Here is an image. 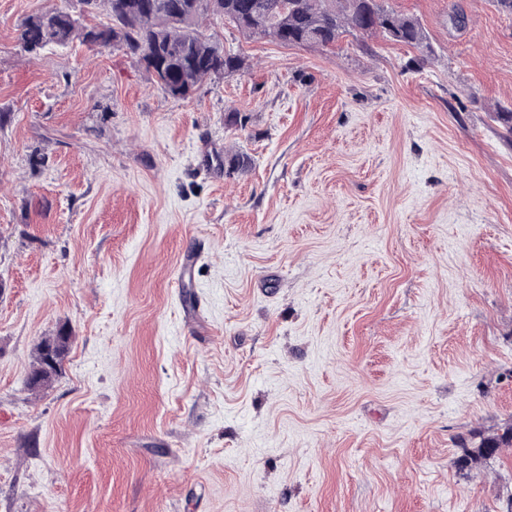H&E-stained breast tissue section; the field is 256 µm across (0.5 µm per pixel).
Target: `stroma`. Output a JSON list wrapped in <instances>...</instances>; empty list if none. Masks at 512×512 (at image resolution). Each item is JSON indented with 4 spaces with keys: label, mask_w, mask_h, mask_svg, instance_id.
Masks as SVG:
<instances>
[{
    "label": "stroma",
    "mask_w": 512,
    "mask_h": 512,
    "mask_svg": "<svg viewBox=\"0 0 512 512\" xmlns=\"http://www.w3.org/2000/svg\"><path fill=\"white\" fill-rule=\"evenodd\" d=\"M64 1L0 0V512H507L511 449L453 461L512 427V13L389 0L422 65L214 18L244 64L184 100L25 53ZM71 340L72 336L60 329L54 336L44 337L37 344L31 369L26 379V385L31 391L38 390L58 374L63 360L70 350ZM51 347L55 348L58 356V367L56 369H48L45 361L46 353ZM510 435H497L484 437L476 448H468L461 442L462 454L454 460L459 472L470 471L473 466L482 461L496 458L503 449L512 447V428H508Z\"/></svg>",
    "instance_id": "35a3bbf8"
}]
</instances>
